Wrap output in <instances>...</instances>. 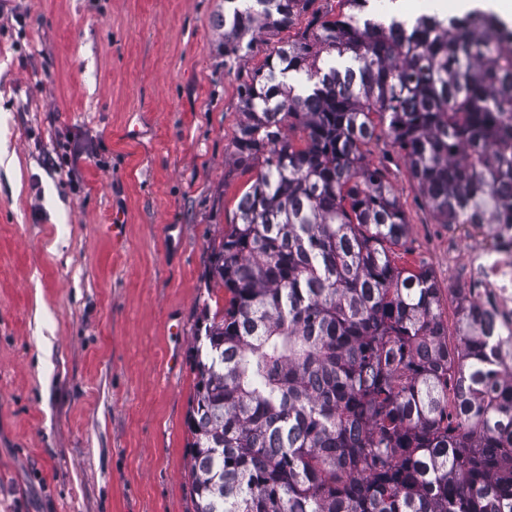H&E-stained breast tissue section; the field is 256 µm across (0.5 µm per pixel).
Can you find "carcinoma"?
I'll list each match as a JSON object with an SVG mask.
<instances>
[{"instance_id": "cac0c4a2", "label": "carcinoma", "mask_w": 512, "mask_h": 512, "mask_svg": "<svg viewBox=\"0 0 512 512\" xmlns=\"http://www.w3.org/2000/svg\"><path fill=\"white\" fill-rule=\"evenodd\" d=\"M312 2L224 0V56ZM342 2L241 90L234 164L256 178L211 246L228 298L190 352L194 512H512L492 319L456 289L448 346L434 276L392 259L404 211L363 153L385 127L437 223L512 229V29Z\"/></svg>"}]
</instances>
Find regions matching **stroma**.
<instances>
[{
	"label": "stroma",
	"instance_id": "obj_1",
	"mask_svg": "<svg viewBox=\"0 0 512 512\" xmlns=\"http://www.w3.org/2000/svg\"><path fill=\"white\" fill-rule=\"evenodd\" d=\"M0 18V512H194L190 347L210 246L254 178L240 91L296 25L224 58V0H11ZM453 320L469 246L387 134L365 148Z\"/></svg>",
	"mask_w": 512,
	"mask_h": 512
}]
</instances>
